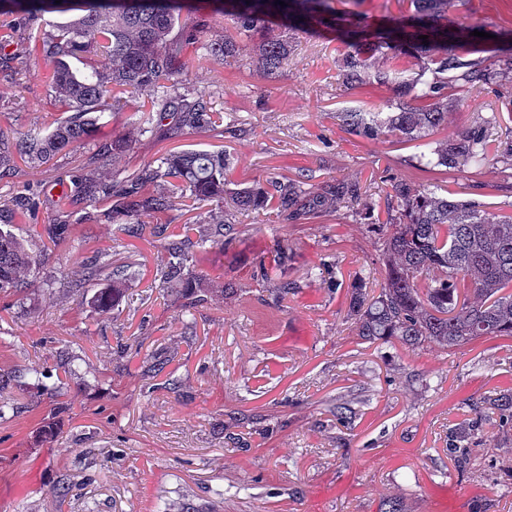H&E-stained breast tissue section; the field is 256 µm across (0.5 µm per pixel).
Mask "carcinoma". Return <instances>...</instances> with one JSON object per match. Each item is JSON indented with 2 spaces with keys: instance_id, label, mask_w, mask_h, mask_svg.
<instances>
[{
  "instance_id": "1",
  "label": "carcinoma",
  "mask_w": 512,
  "mask_h": 512,
  "mask_svg": "<svg viewBox=\"0 0 512 512\" xmlns=\"http://www.w3.org/2000/svg\"><path fill=\"white\" fill-rule=\"evenodd\" d=\"M216 0L217 12L232 20L234 33L203 41L210 26L206 17L190 22L191 0H0V16L19 15L29 29L42 35L24 50H8L10 41L0 36V75L16 77L33 57L51 65L50 85L55 99L68 115L54 122L45 134L30 133L10 139L0 131V181L16 173L20 157L32 169L90 139L101 120L119 106L113 90L151 89L152 110L135 113L139 133H154L172 120V129L183 135L207 132L213 119L210 96L204 92H179L189 64L204 51L206 59L226 62L238 52V41L254 43L253 58L267 76L278 74L292 52L289 32L304 34L336 32L347 48L341 78L345 88L364 89L374 83L387 85L393 97L385 112L345 110L339 121L346 130L367 140L382 136L426 141L448 122V109L467 105L470 94L492 89L512 96V31L483 24L467 25L448 19L456 0H402L405 13L370 23L356 11L342 10V0ZM77 11L79 16L51 31L43 30L45 15ZM478 30L491 34L475 37ZM428 36V40L420 36ZM494 43L493 60L467 59L466 48ZM87 50L98 59L90 71L73 70L69 59ZM384 50L395 55L411 54L416 76L399 65L372 68L369 55ZM489 120L471 127L456 140L420 153L418 163L428 169L481 171L496 161L512 169V140L491 154L487 134ZM124 138L99 146L93 167L78 183L77 200L100 209L106 222L120 221L124 233L138 238L144 218L168 215L186 202H211L196 241L165 239L169 258L161 269L159 287L193 308L205 301L207 289L193 273V253L188 243L203 252L229 246L239 234L229 220L231 211H272L283 224H310L330 216L340 207L367 215L374 209L364 186L345 178L310 183L305 171L294 177L255 180L236 189L228 188L230 162L226 150H183L162 155L134 170L122 181L110 179L111 156L130 149ZM387 220L383 224L381 279L378 290L366 288L363 279L347 291L348 314L357 336L370 346L399 343L416 349L434 344L445 351L460 349L481 339H512V215L489 211L474 199L460 200L453 193L417 187L395 177L386 181ZM48 248L33 246L11 230L0 227V292L21 294L32 287L30 273L45 259ZM290 247L279 243L270 255L255 264L254 278L270 284L271 295L280 301L297 284L274 279L288 263ZM129 265L112 261V255L97 252L84 267L83 281L105 282L95 289L87 305L95 311H119L125 298ZM26 373L34 386L56 400L53 414L65 411L62 382L51 369L34 364ZM15 378L0 373V421L17 410L4 398ZM474 417L448 434V455L455 465H471L474 444L484 427L512 439V390L503 389L468 400Z\"/></svg>"
}]
</instances>
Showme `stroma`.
<instances>
[{
	"mask_svg": "<svg viewBox=\"0 0 512 512\" xmlns=\"http://www.w3.org/2000/svg\"><path fill=\"white\" fill-rule=\"evenodd\" d=\"M451 14L467 23L512 26V0H469ZM295 50L273 79L257 72L251 50L227 65L207 60L189 69L192 88L211 96L215 130L192 137L167 129L137 137L112 167L124 177L173 151L223 148L233 157V183L294 176L312 170L369 186L385 212V176L441 187L475 199L498 214H512V191L496 167L482 173L424 171L418 143L394 137L366 140L348 133L338 112L360 105L378 109L391 98L375 86L369 98L339 79L344 52L331 35L297 34ZM43 60L23 76L0 78V130L16 136L61 117ZM152 93L133 98L95 139L38 169L19 167L0 182V225L23 239L50 224H68L72 236L52 247L31 274L32 287L0 306V371L35 363L54 368L75 358L67 379L66 413L52 440L35 431L51 418V402L33 385L13 387L16 416L0 423V512H378L399 499L405 512H512V472L498 464L512 457V441L486 434L474 469L450 461L448 432L472 413L465 401L491 388H512V339L480 340L454 353L433 346L414 350L362 344L347 317L346 292L366 275L382 248L380 233L341 209L311 224H281L237 212L240 233L228 249L198 254L195 270L207 300L186 309L160 295L155 275L168 259L155 227L180 231L199 222L208 204L147 219L141 237L99 219L96 208L65 205L77 177L100 143L127 135L129 116L152 105ZM496 116L488 134L502 141L512 128L507 103L475 93L468 108L450 112L432 135L442 143L479 119ZM236 133L224 130L229 117ZM34 193V218H13V200ZM290 244L285 275L297 283L282 301L253 278L257 257ZM116 250L135 262L119 315L100 314L72 289L94 251ZM328 264L331 281L309 278ZM233 282L235 295L224 293ZM166 361L181 381L144 373L150 359ZM356 416L337 422V397ZM67 495H57L59 484Z\"/></svg>",
	"mask_w": 512,
	"mask_h": 512,
	"instance_id": "1",
	"label": "stroma"
}]
</instances>
